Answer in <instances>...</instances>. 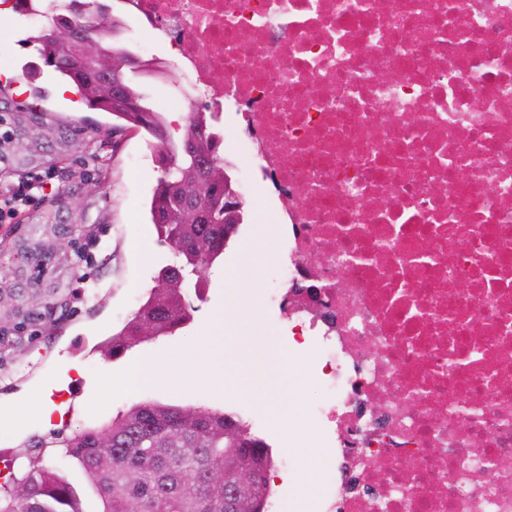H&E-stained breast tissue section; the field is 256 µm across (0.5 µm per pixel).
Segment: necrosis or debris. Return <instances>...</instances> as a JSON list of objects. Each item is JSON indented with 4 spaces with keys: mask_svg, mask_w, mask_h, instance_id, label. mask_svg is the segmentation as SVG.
<instances>
[{
    "mask_svg": "<svg viewBox=\"0 0 512 512\" xmlns=\"http://www.w3.org/2000/svg\"><path fill=\"white\" fill-rule=\"evenodd\" d=\"M256 137L347 460L322 512H512V0H129Z\"/></svg>",
    "mask_w": 512,
    "mask_h": 512,
    "instance_id": "1",
    "label": "necrosis or debris"
}]
</instances>
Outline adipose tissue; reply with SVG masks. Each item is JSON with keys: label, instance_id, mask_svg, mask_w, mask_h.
<instances>
[{"label": "adipose tissue", "instance_id": "obj_1", "mask_svg": "<svg viewBox=\"0 0 512 512\" xmlns=\"http://www.w3.org/2000/svg\"><path fill=\"white\" fill-rule=\"evenodd\" d=\"M242 343L235 323L216 316L191 345L182 347L177 365L168 369L167 374L180 388L204 381L217 395L244 391L236 360Z\"/></svg>", "mask_w": 512, "mask_h": 512}]
</instances>
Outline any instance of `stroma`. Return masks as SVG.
<instances>
[{
  "label": "stroma",
  "instance_id": "stroma-1",
  "mask_svg": "<svg viewBox=\"0 0 512 512\" xmlns=\"http://www.w3.org/2000/svg\"><path fill=\"white\" fill-rule=\"evenodd\" d=\"M33 30L16 13L0 22V75H18L17 82L0 90V118L10 130V143L0 152V187L50 170L58 195L31 208L19 223L0 225V404L39 393L56 410L50 421L34 422L1 441L0 461L18 465L22 448L53 434L66 437L110 422L140 401L224 410L244 419L271 447L275 465L269 512H293L294 483L303 465L321 469L326 485L335 480L338 462L315 433L312 418L328 393L288 339L278 304L284 286L276 273L278 262L268 256L251 270L243 262L251 242L274 244L273 202L244 195L246 220L223 260L205 272L207 290L189 326L139 344L120 358L103 355L102 344L154 286L157 271L172 261L148 219L147 204L160 171L141 134L114 127L111 115L87 109L74 95L59 94L53 68L27 72V64L38 61L26 42ZM121 41L163 62L164 74L141 84L170 120L185 122L193 106H204L166 42L142 44L132 22ZM222 124L233 178L240 183L256 177L248 164L249 137L234 113H225ZM230 271L237 275L236 284L224 279ZM218 313L241 325L247 395L218 397L201 385L182 389L161 381L133 395L100 392L98 380L105 371H124L150 355L173 359ZM282 369L295 377L297 398L281 395L275 378ZM279 401L294 412L291 426L272 414L271 404Z\"/></svg>",
  "mask_w": 512,
  "mask_h": 512
}]
</instances>
